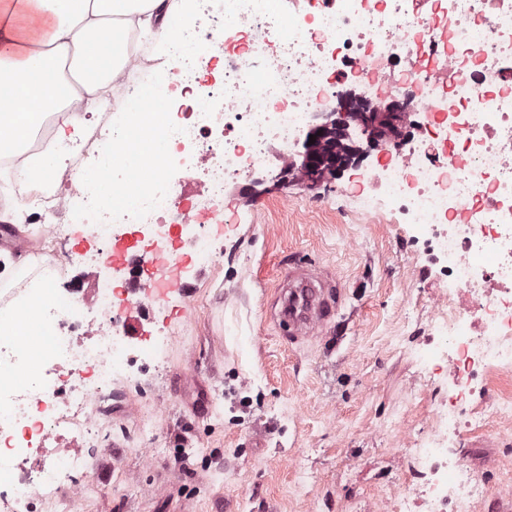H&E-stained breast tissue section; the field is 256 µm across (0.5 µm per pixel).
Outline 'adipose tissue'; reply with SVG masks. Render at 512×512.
Returning a JSON list of instances; mask_svg holds the SVG:
<instances>
[{"mask_svg":"<svg viewBox=\"0 0 512 512\" xmlns=\"http://www.w3.org/2000/svg\"><path fill=\"white\" fill-rule=\"evenodd\" d=\"M181 14L177 0H0V157L54 116L51 144L25 164L33 180L55 177L124 68L129 33Z\"/></svg>","mask_w":512,"mask_h":512,"instance_id":"adipose-tissue-1","label":"adipose tissue"}]
</instances>
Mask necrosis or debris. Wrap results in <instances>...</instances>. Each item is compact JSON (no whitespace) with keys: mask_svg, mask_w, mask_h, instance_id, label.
I'll use <instances>...</instances> for the list:
<instances>
[{"mask_svg":"<svg viewBox=\"0 0 512 512\" xmlns=\"http://www.w3.org/2000/svg\"><path fill=\"white\" fill-rule=\"evenodd\" d=\"M175 65L162 86L149 47L101 94L98 122L50 181L5 160L0 203L41 227L30 251L50 266L0 295V512H72L93 484L82 451L102 437L99 409L114 381L158 358L169 335L131 350L121 330L133 289L118 286L106 248L179 244L218 255L199 227L230 224L224 200L257 169L287 167L291 149L340 93L407 103L408 138L367 169L353 196L368 223L401 219L404 239L437 266L445 289L420 354L448 400L408 448L409 481L385 512H473L488 488L464 462V434L512 420V396L470 407L512 371V0H193L166 32ZM112 165L86 176L108 126ZM85 202L83 234L105 242L84 260L83 293L59 287L56 251L67 198Z\"/></svg>","mask_w":512,"mask_h":512,"instance_id":"4bbe7bcc","label":"necrosis or debris"}]
</instances>
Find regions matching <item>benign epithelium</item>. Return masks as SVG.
Wrapping results in <instances>:
<instances>
[{"instance_id":"1","label":"benign epithelium","mask_w":512,"mask_h":512,"mask_svg":"<svg viewBox=\"0 0 512 512\" xmlns=\"http://www.w3.org/2000/svg\"><path fill=\"white\" fill-rule=\"evenodd\" d=\"M405 105L394 102L385 109L364 108L358 99L345 95L339 98V108L323 114V122L312 126L310 134L321 143V149L303 145L301 162L292 163L278 174L282 182L293 179L306 187L315 188L335 177L340 171L362 157L367 151L379 147L381 142L396 144L404 136L403 116ZM362 125L366 147L349 145L339 148L346 136L348 121Z\"/></svg>"}]
</instances>
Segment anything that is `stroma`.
<instances>
[{"label": "stroma", "mask_w": 512, "mask_h": 512, "mask_svg": "<svg viewBox=\"0 0 512 512\" xmlns=\"http://www.w3.org/2000/svg\"><path fill=\"white\" fill-rule=\"evenodd\" d=\"M364 157L309 190L259 170L225 202L235 223L214 226L220 266L140 319L136 338L167 326L170 352L112 392L94 486L74 512H379L407 480L402 434L430 429L440 381L416 361L441 294L425 256L395 224H365L348 192ZM317 266L343 303L312 339L278 325L290 263ZM152 413L157 438L138 437ZM461 453L490 495L475 512H512V424L464 435Z\"/></svg>", "instance_id": "stroma-1"}]
</instances>
